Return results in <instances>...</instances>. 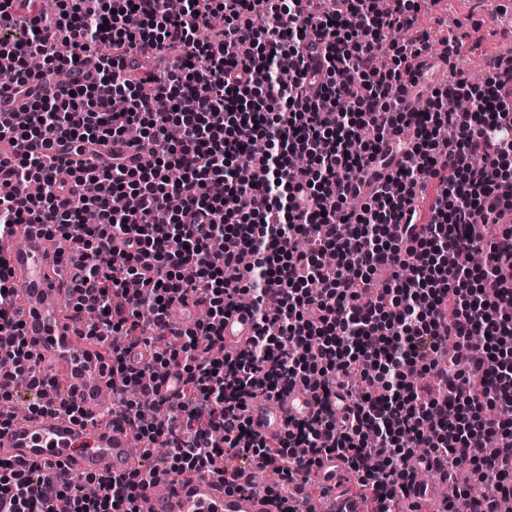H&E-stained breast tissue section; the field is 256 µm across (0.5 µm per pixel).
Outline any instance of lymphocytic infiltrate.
<instances>
[{"label": "lymphocytic infiltrate", "instance_id": "lymphocytic-infiltrate-1", "mask_svg": "<svg viewBox=\"0 0 512 512\" xmlns=\"http://www.w3.org/2000/svg\"><path fill=\"white\" fill-rule=\"evenodd\" d=\"M58 0V54L36 0H0V90L24 98L0 122V231L57 227L94 335L111 341L113 422L162 463L58 479L0 462V512H138L161 477L214 472L228 492L253 471L338 454L371 512H498L512 499V48L484 82L460 42L416 30L419 0ZM112 52L100 56V44ZM98 56L95 71L85 53ZM450 68L431 87L435 64ZM63 79L67 95L38 92ZM121 98L126 109H112ZM470 103L458 111L456 99ZM141 127L151 162L93 151ZM83 164L55 190L57 144ZM439 190L419 218L428 181ZM98 221L83 223L76 201ZM361 201L346 210L349 201ZM484 263H470L472 253ZM0 271V399L45 412L44 376ZM247 309L253 337L223 346ZM174 374L172 392L161 388ZM303 384L315 415L268 442L249 400ZM468 470L487 493L459 484ZM448 493L432 504L421 472Z\"/></svg>", "mask_w": 512, "mask_h": 512}]
</instances>
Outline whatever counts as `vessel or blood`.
<instances>
[{"label": "vessel or blood", "mask_w": 512, "mask_h": 512, "mask_svg": "<svg viewBox=\"0 0 512 512\" xmlns=\"http://www.w3.org/2000/svg\"><path fill=\"white\" fill-rule=\"evenodd\" d=\"M0 264L7 285L24 309V333L44 364L56 390L85 413L101 410V396L112 381L108 346L88 338L73 310L75 290L55 262V252L41 226L16 224L0 233ZM253 335L250 317L235 312L224 320V345L245 348ZM316 411L311 392L293 387L282 399H253L246 416L253 430L267 439L283 435L288 418L302 420ZM0 460L56 463L57 474L109 475L141 468L142 444L125 425L94 426L65 414L14 417L0 426ZM346 465L337 455L323 457L312 478L294 473L288 484L292 512H362L332 499L322 506L311 491L318 482L342 491ZM140 512H274L270 497L243 491L228 493L211 476L177 479L165 492L149 491L138 502Z\"/></svg>", "instance_id": "b4317fda"}]
</instances>
